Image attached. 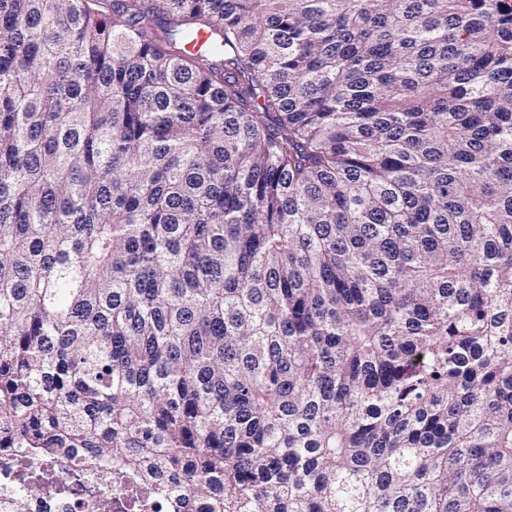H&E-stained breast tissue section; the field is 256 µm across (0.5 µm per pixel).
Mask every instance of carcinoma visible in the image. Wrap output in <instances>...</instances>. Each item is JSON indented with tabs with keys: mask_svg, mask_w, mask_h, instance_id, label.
<instances>
[{
	"mask_svg": "<svg viewBox=\"0 0 512 512\" xmlns=\"http://www.w3.org/2000/svg\"><path fill=\"white\" fill-rule=\"evenodd\" d=\"M0 448L512 512V0H0Z\"/></svg>",
	"mask_w": 512,
	"mask_h": 512,
	"instance_id": "1",
	"label": "carcinoma"
}]
</instances>
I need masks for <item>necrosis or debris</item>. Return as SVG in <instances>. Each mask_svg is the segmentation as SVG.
Wrapping results in <instances>:
<instances>
[{
    "label": "necrosis or debris",
    "mask_w": 512,
    "mask_h": 512,
    "mask_svg": "<svg viewBox=\"0 0 512 512\" xmlns=\"http://www.w3.org/2000/svg\"><path fill=\"white\" fill-rule=\"evenodd\" d=\"M25 449L0 448V495L23 489L33 479L57 483V490L27 498L25 512H201L198 501L182 493L142 484L117 465L102 462L87 451L76 456L40 460L36 469L20 470Z\"/></svg>",
    "instance_id": "obj_1"
}]
</instances>
